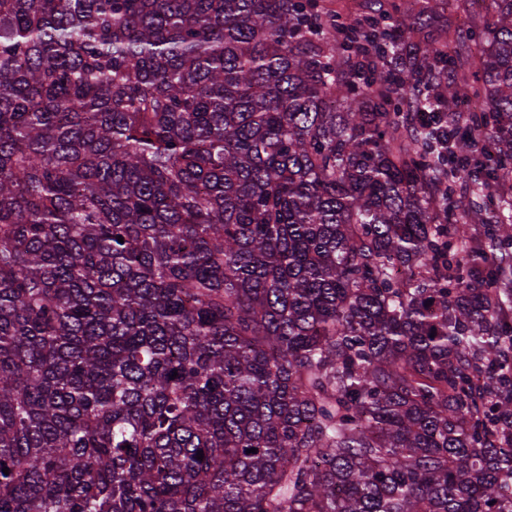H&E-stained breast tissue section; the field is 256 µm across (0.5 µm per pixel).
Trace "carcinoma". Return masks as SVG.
Wrapping results in <instances>:
<instances>
[{
  "label": "carcinoma",
  "mask_w": 512,
  "mask_h": 512,
  "mask_svg": "<svg viewBox=\"0 0 512 512\" xmlns=\"http://www.w3.org/2000/svg\"><path fill=\"white\" fill-rule=\"evenodd\" d=\"M491 2L403 76L383 11L0 0V512H512Z\"/></svg>",
  "instance_id": "carcinoma-1"
}]
</instances>
